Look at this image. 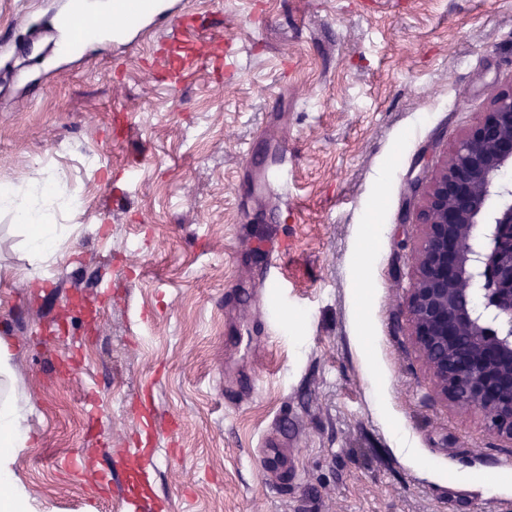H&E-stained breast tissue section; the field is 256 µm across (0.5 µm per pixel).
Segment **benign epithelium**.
Returning <instances> with one entry per match:
<instances>
[{"mask_svg":"<svg viewBox=\"0 0 512 512\" xmlns=\"http://www.w3.org/2000/svg\"><path fill=\"white\" fill-rule=\"evenodd\" d=\"M486 96L428 185L405 316L437 393L512 445V84Z\"/></svg>","mask_w":512,"mask_h":512,"instance_id":"7a95c632","label":"benign epithelium"}]
</instances>
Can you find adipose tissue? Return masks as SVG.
I'll list each match as a JSON object with an SVG mask.
<instances>
[{
  "instance_id": "adipose-tissue-1",
  "label": "adipose tissue",
  "mask_w": 512,
  "mask_h": 512,
  "mask_svg": "<svg viewBox=\"0 0 512 512\" xmlns=\"http://www.w3.org/2000/svg\"><path fill=\"white\" fill-rule=\"evenodd\" d=\"M60 199L59 183L39 169L32 170L27 183L0 187V210L12 212L25 229V278H33L44 263L64 250L63 228L44 221L46 210ZM17 379L12 340L0 336V512H38L29 488L16 473L18 458L29 446L30 432V398L18 392Z\"/></svg>"
}]
</instances>
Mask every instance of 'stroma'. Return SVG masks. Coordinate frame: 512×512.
<instances>
[{
  "label": "stroma",
  "instance_id": "35a3bbf8",
  "mask_svg": "<svg viewBox=\"0 0 512 512\" xmlns=\"http://www.w3.org/2000/svg\"><path fill=\"white\" fill-rule=\"evenodd\" d=\"M68 2L0 0V32ZM192 2L224 44L179 89L159 33L0 82V184L83 201L49 214L62 257L0 282L19 477L44 512H128L143 395L155 512H512V446L437 394L403 315L408 182L512 81V0Z\"/></svg>",
  "mask_w": 512,
  "mask_h": 512
}]
</instances>
